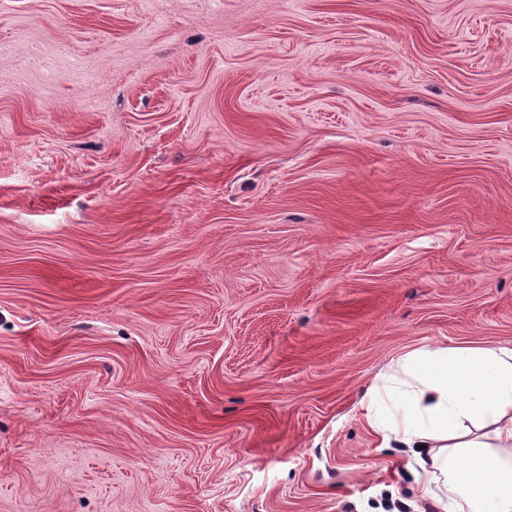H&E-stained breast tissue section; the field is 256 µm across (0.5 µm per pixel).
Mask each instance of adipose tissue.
Wrapping results in <instances>:
<instances>
[{
  "label": "adipose tissue",
  "mask_w": 512,
  "mask_h": 512,
  "mask_svg": "<svg viewBox=\"0 0 512 512\" xmlns=\"http://www.w3.org/2000/svg\"><path fill=\"white\" fill-rule=\"evenodd\" d=\"M360 406L383 440L409 448L435 512H512V347L414 350Z\"/></svg>",
  "instance_id": "ef3b65f1"
}]
</instances>
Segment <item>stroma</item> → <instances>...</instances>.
I'll use <instances>...</instances> for the list:
<instances>
[{"label":"stroma","mask_w":512,"mask_h":512,"mask_svg":"<svg viewBox=\"0 0 512 512\" xmlns=\"http://www.w3.org/2000/svg\"><path fill=\"white\" fill-rule=\"evenodd\" d=\"M512 347V0H0V512H428L359 402Z\"/></svg>","instance_id":"obj_1"}]
</instances>
